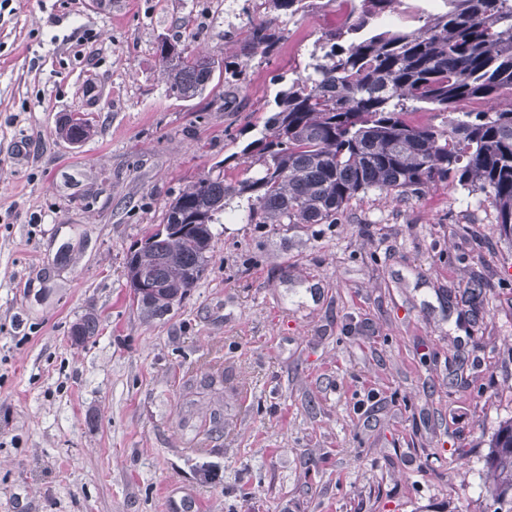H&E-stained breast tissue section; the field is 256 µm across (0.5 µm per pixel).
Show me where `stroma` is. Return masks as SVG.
Returning <instances> with one entry per match:
<instances>
[{"mask_svg":"<svg viewBox=\"0 0 512 512\" xmlns=\"http://www.w3.org/2000/svg\"><path fill=\"white\" fill-rule=\"evenodd\" d=\"M342 0L284 21L234 86L169 96L157 47L223 61L253 0H11L0 11V512H493L512 418V244L485 196L371 191L332 224L213 225L161 317L127 258L179 189L258 137ZM91 113L71 145L66 117ZM95 315L81 345L71 328ZM224 433L189 454L190 376ZM193 386H195L196 394L210 396V398H216L218 403H223L224 398V373L223 372H211L200 379H195ZM486 464L493 476L488 486L494 512H512V418L502 421L488 443Z\"/></svg>","mask_w":512,"mask_h":512,"instance_id":"35a3bbf8","label":"stroma"}]
</instances>
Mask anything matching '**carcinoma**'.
<instances>
[{"label": "carcinoma", "instance_id": "1", "mask_svg": "<svg viewBox=\"0 0 512 512\" xmlns=\"http://www.w3.org/2000/svg\"><path fill=\"white\" fill-rule=\"evenodd\" d=\"M348 24L320 38L310 72L274 99V113L242 156L258 169L234 180L211 169L169 200L163 223L189 230L148 233V245L130 253L127 284L146 275L157 285L133 296L146 318L171 311L169 297L184 298L205 275L214 234L228 212L245 224H334L361 193L420 194L439 184L483 193L497 224L512 240V0H444L398 29L379 18L404 0H352ZM265 16L248 22L242 57L277 53L284 29L278 19L306 12L308 0H256ZM167 90L177 99L198 97L213 82L216 62L191 44L165 39L159 47ZM427 105L439 124L412 118ZM87 140L92 124L79 112L62 131ZM97 332L83 316L71 339ZM196 394L224 398V373L193 383ZM486 464L494 512H512V418L498 425Z\"/></svg>", "mask_w": 512, "mask_h": 512}]
</instances>
